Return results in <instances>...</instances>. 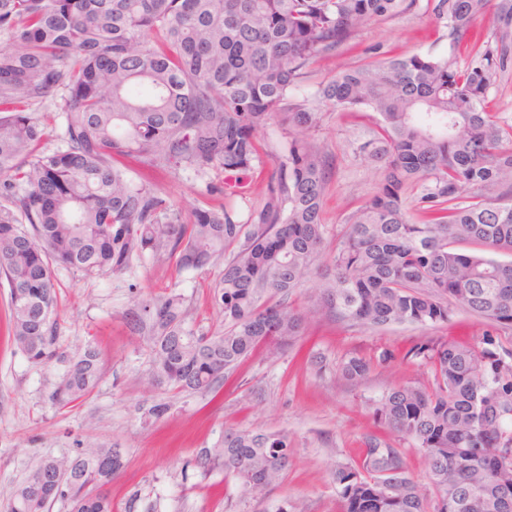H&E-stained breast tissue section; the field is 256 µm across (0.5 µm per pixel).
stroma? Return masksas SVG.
<instances>
[{
  "label": "stroma",
  "instance_id": "35a3bbf8",
  "mask_svg": "<svg viewBox=\"0 0 512 512\" xmlns=\"http://www.w3.org/2000/svg\"><path fill=\"white\" fill-rule=\"evenodd\" d=\"M447 50V31L433 17L420 10L398 15L365 27L352 42L313 63L295 95L311 96L336 72L376 57ZM33 112L45 128L43 149L65 148L60 95ZM375 122V117L348 112L322 115L314 139L332 159L322 212L328 226L343 223L380 184L381 163L355 153L358 143L371 138ZM135 177L150 182L186 218L195 208H217L225 201L204 192L206 181H223L216 170L204 180L188 172L143 169ZM216 275V268L185 270L149 252L116 275L85 279L58 270V344L69 353L97 347L104 369L85 401L63 408L53 406L49 396L64 365L32 364L14 346L9 288L0 275V512H8L11 493L30 465L49 454L72 455L78 447L97 445L118 448L124 456V468L104 488L112 512H279L289 505L302 512H342L332 481L335 464L358 463L369 436L395 440L374 419L370 400L389 382H423L430 374L426 367L401 362L405 350L427 332L453 340L495 332L463 311L427 332L409 325L360 330L322 319L308 323L305 351L290 350L275 359L251 357L221 382L217 393L153 385L149 328L133 324L134 312L142 300L174 291L184 298L189 323L203 332L215 330L224 322L212 302ZM386 349L396 355L390 369H376L362 384L348 385L337 375L336 365L346 355ZM311 350L325 358L326 371L316 372L308 361ZM156 405L165 406L163 415L152 414ZM228 428L285 431L293 437L296 459L265 499L241 496L223 470L198 465L200 450L212 447Z\"/></svg>",
  "mask_w": 512,
  "mask_h": 512
}]
</instances>
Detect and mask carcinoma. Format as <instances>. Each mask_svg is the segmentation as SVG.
Instances as JSON below:
<instances>
[{"mask_svg":"<svg viewBox=\"0 0 512 512\" xmlns=\"http://www.w3.org/2000/svg\"><path fill=\"white\" fill-rule=\"evenodd\" d=\"M424 8L447 29L448 52L367 62L293 90L310 64L365 26ZM490 16L485 38L476 21ZM512 68V0H0V273L10 285L11 336L36 365L64 363L51 393L65 407L103 375L99 352L56 349L55 269L117 274L147 250L180 267L223 261L212 300L224 327L201 333L182 295L141 302L154 377L213 392L262 353L295 346L307 320L421 328L464 310L512 331V119L487 110ZM62 93L63 150L39 149L31 107ZM324 109L374 112L360 156L382 162L378 191L332 230L322 222L327 152L312 139ZM285 130L259 205L242 220L226 207L190 220L133 167L224 173L208 194H235L260 160L259 135ZM419 188L412 203L407 192ZM325 269L305 310L290 299ZM396 356L349 355L336 371L357 386ZM401 360L431 380L394 382L370 401L376 420L424 455L421 490L401 448L369 437L357 467L335 466L342 512H512V347L422 336ZM285 432L227 429L200 451L244 495L259 498L288 472ZM59 472L35 464L9 512H112L102 488L123 467L117 448H84Z\"/></svg>","mask_w":512,"mask_h":512,"instance_id":"1","label":"carcinoma"}]
</instances>
